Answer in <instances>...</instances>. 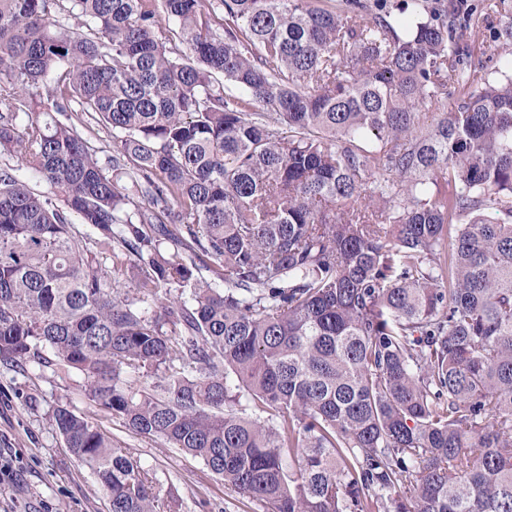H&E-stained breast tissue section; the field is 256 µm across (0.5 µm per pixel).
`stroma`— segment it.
I'll return each mask as SVG.
<instances>
[{
  "mask_svg": "<svg viewBox=\"0 0 512 512\" xmlns=\"http://www.w3.org/2000/svg\"><path fill=\"white\" fill-rule=\"evenodd\" d=\"M64 405L86 414L113 441L157 474L174 512H266L263 503L239 497L200 460L141 435L87 400L81 375L60 365L0 362V461L14 482L0 493V512H108L92 471L78 461L50 416Z\"/></svg>",
  "mask_w": 512,
  "mask_h": 512,
  "instance_id": "35a3bbf8",
  "label": "stroma"
}]
</instances>
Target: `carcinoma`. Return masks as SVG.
I'll return each instance as SVG.
<instances>
[{"label": "carcinoma", "mask_w": 512, "mask_h": 512, "mask_svg": "<svg viewBox=\"0 0 512 512\" xmlns=\"http://www.w3.org/2000/svg\"><path fill=\"white\" fill-rule=\"evenodd\" d=\"M400 12L0 0V361L57 360L268 512H512V0ZM51 419L108 512L171 508Z\"/></svg>", "instance_id": "carcinoma-1"}]
</instances>
